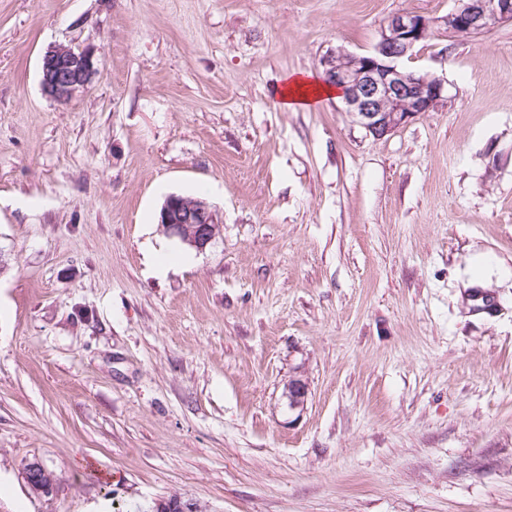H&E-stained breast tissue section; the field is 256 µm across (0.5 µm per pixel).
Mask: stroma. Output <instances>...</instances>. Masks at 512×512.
Listing matches in <instances>:
<instances>
[{
	"label": "stroma",
	"instance_id": "35a3bbf8",
	"mask_svg": "<svg viewBox=\"0 0 512 512\" xmlns=\"http://www.w3.org/2000/svg\"><path fill=\"white\" fill-rule=\"evenodd\" d=\"M454 6L0 0V512H512V24L417 44L448 104L382 138L277 93ZM97 70L98 60L92 51L55 46L42 59V89L51 99L65 104L75 92L88 86ZM158 224L165 234L198 252L206 250L220 233L216 212L201 198L169 195L160 211ZM284 396L288 400L290 411H302L307 403L308 387L300 377H293L285 387ZM23 478L33 493L47 495L52 493L56 485V477L43 464L34 461L26 465Z\"/></svg>",
	"mask_w": 512,
	"mask_h": 512
}]
</instances>
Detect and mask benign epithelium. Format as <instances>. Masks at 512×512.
<instances>
[{
  "label": "benign epithelium",
  "instance_id": "7a95c632",
  "mask_svg": "<svg viewBox=\"0 0 512 512\" xmlns=\"http://www.w3.org/2000/svg\"><path fill=\"white\" fill-rule=\"evenodd\" d=\"M447 15L431 20L410 12L394 15L380 30L368 53L332 51L323 57V79L340 90L345 111L371 135L384 137L422 112L448 104V83L430 74H417L402 65L413 48L427 38L433 26L450 37L479 34L493 24L512 23V0H455ZM98 70L95 54L64 46L47 50L42 59L44 93L60 104L88 86ZM162 231L198 252L206 250L220 233V221L211 205L201 198L170 195L159 215ZM284 396L288 409L302 411L307 403L306 382L294 377ZM23 478L33 493L48 495L56 477L43 464L26 465ZM155 512H199L179 497L156 504Z\"/></svg>",
  "mask_w": 512,
  "mask_h": 512
}]
</instances>
